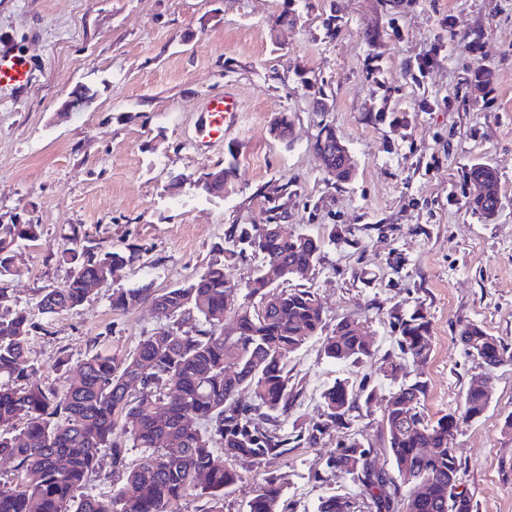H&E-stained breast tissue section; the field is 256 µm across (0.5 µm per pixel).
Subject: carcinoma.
<instances>
[{
	"instance_id": "carcinoma-1",
	"label": "carcinoma",
	"mask_w": 512,
	"mask_h": 512,
	"mask_svg": "<svg viewBox=\"0 0 512 512\" xmlns=\"http://www.w3.org/2000/svg\"><path fill=\"white\" fill-rule=\"evenodd\" d=\"M234 164L201 173L195 188L207 196L224 194ZM469 181L497 188L495 170L475 164ZM467 208L492 217L498 197L475 194ZM263 224H232L224 232V259L211 262L181 285L164 290L144 283L112 291L110 306L125 312L150 303L159 321L133 352L117 356L91 349L78 373L57 394L35 377L28 359L30 336L42 325L24 310L0 315V459L13 461L15 478L0 486V512H171V505L198 490L210 497L207 512H224V492L240 480L226 459L261 462L288 454L291 444L284 422L297 394L290 386L289 355L325 327L324 311L314 292L283 284L319 261L324 240L307 233L280 231L283 213L267 203ZM40 237L38 224H0V282L12 275L17 249ZM70 247L58 258L71 268L62 289H50L39 306L47 314L70 312L92 292L90 284L109 277L112 269L134 262L141 249L103 248L81 226L68 236ZM263 255L249 282L246 302L227 309L225 297L234 281L224 265L247 252ZM233 312L232 332H224V314ZM400 355L382 366L386 376H402L388 391L382 411L387 452L398 477L374 467L371 449L359 440L340 445L329 467L358 481L376 512H474L472 499L456 492L461 462L448 446V429L479 417L490 402L471 378L462 406L433 422L424 411L426 384L408 376L406 361L425 362L432 350L430 322L419 309L391 314ZM353 321L336 323L324 339V355L353 364L372 356V346L351 329ZM460 341L475 356L497 365L512 353L477 323H467ZM246 386L253 403L242 405ZM321 397L332 424L349 419L364 389L346 379L327 386ZM131 423L126 444L113 437L117 423ZM140 448L134 465L128 449ZM109 451L112 472L125 487L110 498L88 492L98 473L102 451ZM248 512H286L283 484L264 479L247 503ZM316 512H353L349 497H322Z\"/></svg>"
}]
</instances>
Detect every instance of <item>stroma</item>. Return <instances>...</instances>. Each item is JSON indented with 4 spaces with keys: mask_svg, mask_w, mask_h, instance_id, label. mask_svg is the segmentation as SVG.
I'll use <instances>...</instances> for the list:
<instances>
[{
    "mask_svg": "<svg viewBox=\"0 0 512 512\" xmlns=\"http://www.w3.org/2000/svg\"><path fill=\"white\" fill-rule=\"evenodd\" d=\"M283 2L0 0V44L32 67L28 88L0 102V222L40 227L39 240L18 250L0 313L24 309L45 325L29 360L63 391L88 349L124 355L158 326L147 304L113 312V289L147 276L158 290L184 283L218 258L229 225L259 223L258 187L287 186L283 232L336 236L292 287L315 292L327 327L355 320L374 353L351 367L324 356L322 337L308 340L288 360L298 396L284 427L323 421L321 393L338 378L377 397L317 444L236 462L224 512H246L272 475L292 512H316L333 493L374 512L326 460L354 437L392 470L381 398L396 382L378 367L396 350L390 312L417 306L432 352L410 371L427 383V416L459 407L471 377L489 382L488 407L451 442L460 489L475 512H512V362L485 367L457 340L473 322L512 349V0H294L286 25ZM479 70L488 83L475 82ZM82 85L88 103L68 109ZM218 92L234 93L241 112L211 139L202 108ZM283 113L293 125L287 142L270 132ZM327 124L352 153L350 181L330 177L314 152ZM230 162L223 196L195 189L201 172ZM476 162L498 175L501 207L490 221L465 206ZM78 225L104 247L144 251L80 307L49 317L38 297L66 286L69 267L55 254Z\"/></svg>",
    "mask_w": 512,
    "mask_h": 512,
    "instance_id": "35a3bbf8",
    "label": "stroma"
}]
</instances>
